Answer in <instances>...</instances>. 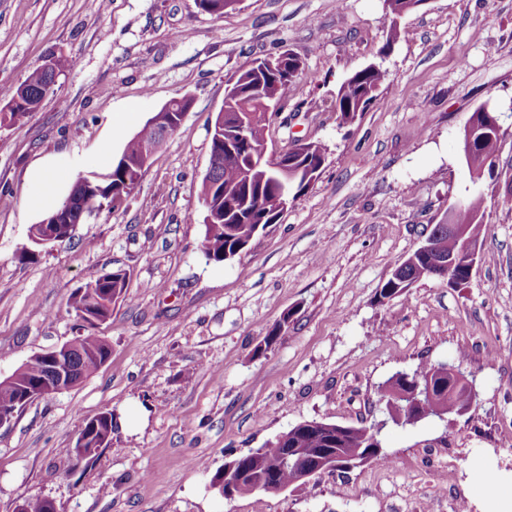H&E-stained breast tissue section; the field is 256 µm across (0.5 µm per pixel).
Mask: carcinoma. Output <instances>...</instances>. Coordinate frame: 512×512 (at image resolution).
Masks as SVG:
<instances>
[{"label":"carcinoma","mask_w":512,"mask_h":512,"mask_svg":"<svg viewBox=\"0 0 512 512\" xmlns=\"http://www.w3.org/2000/svg\"><path fill=\"white\" fill-rule=\"evenodd\" d=\"M238 0H195L196 7L205 13L222 14ZM421 0H384V27L387 40L383 49L390 48L398 38L400 30L397 19L401 15L417 9ZM75 59L56 56L57 73L41 68L33 70L18 86L0 91V102L6 111H0V127L4 124H16L36 111L43 101V91L54 82V75H62L71 69ZM301 60L297 53L288 51V60L282 62L276 70H266L255 61L246 63L237 73L233 83V93L224 97V126L222 131L210 134L211 156L217 159V167L211 174L204 176L200 185V196L211 199V208L216 211L213 222L205 225L203 239L204 254L209 260L224 261V254L234 253L238 244H246L257 233L256 226L273 223L282 212V195L279 172H255L244 175L249 166L251 155L267 139L269 118L256 92L262 87L272 93L282 94V90L299 76ZM386 77L378 65H369L352 75L341 84L336 94L335 107L344 122L364 111L377 97V91ZM179 127L169 120L170 131L162 133L149 123L133 135L125 144L123 151L112 167L101 173V177L91 179V187L84 190L80 181L71 186L68 196L59 206H64L69 197L87 195V200L99 210L112 211L135 190L140 182L143 170V149L150 144L160 149L166 140ZM500 138L494 136L478 137L475 141L474 159L487 163V172L493 173V167L499 150ZM326 157V148L320 142L308 141L302 149L289 151L286 162L288 168L298 171L293 179L292 193L297 195L311 184L309 176L322 168ZM484 198L475 193L466 201V206L456 211L454 223L469 226L470 234L480 238L483 224ZM457 243L448 235L445 226H436L431 248L416 250L414 259L402 269L403 280L393 278L382 285L379 291L380 302L390 296H399L406 292L421 278L430 277L440 267L444 258L456 252ZM127 273L122 269L103 272L91 277L83 285L73 289L67 299L63 317L81 319L87 322L84 332L79 335V349L75 353L76 367L89 377L96 373L109 359L111 347L105 337L96 331L97 324L88 317H107L112 306L127 299ZM42 369L39 364L30 362L19 376L16 384L0 387V405L12 403L18 399L19 389L31 386L40 380ZM431 379L439 390L434 398L448 403V413L466 405L470 394L465 385H448V376L440 374L433 365H422L413 373H401L381 386L379 400L396 411L399 424L414 425L419 422L416 410L408 407V401L398 398L406 389L413 386L414 380ZM380 431L371 426H347L339 443L331 445L318 427L297 425L266 443L257 455L250 453L237 458L238 465L253 472L257 479H270L279 485L300 487L296 471L282 464V458L289 448H296L307 459L322 448L336 449L339 457L357 456L372 450V462L380 463L388 458L382 451L379 440ZM22 512H50L52 505L39 496H27L22 499Z\"/></svg>","instance_id":"obj_1"}]
</instances>
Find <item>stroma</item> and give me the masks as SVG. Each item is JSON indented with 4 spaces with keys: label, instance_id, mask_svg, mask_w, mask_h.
Returning <instances> with one entry per match:
<instances>
[{
    "label": "stroma",
    "instance_id": "obj_1",
    "mask_svg": "<svg viewBox=\"0 0 512 512\" xmlns=\"http://www.w3.org/2000/svg\"><path fill=\"white\" fill-rule=\"evenodd\" d=\"M382 13L383 0H240L221 15L194 0H0V87L53 55L78 61L38 110L0 128V192L13 199L0 207V377L79 334L56 316L72 289L129 274L128 301L99 327L107 363L0 429V512L29 495L55 512H480L483 473L512 482V0H425L391 45ZM286 48L304 73L268 144L319 141L325 163L243 251L207 260L208 128L241 66ZM371 63L386 72L376 100L341 122L338 88ZM183 96L187 115L123 206L21 259L42 218L28 206L33 171L58 170L66 195ZM482 106L503 136L493 175L476 183L460 141ZM475 191L485 211L471 280L423 278L379 303L395 267ZM422 363L459 367L473 403L397 425L377 389ZM105 411L110 444L89 461L67 456ZM313 419L381 424L389 467L331 470L277 494L212 488L225 463Z\"/></svg>",
    "mask_w": 512,
    "mask_h": 512
}]
</instances>
